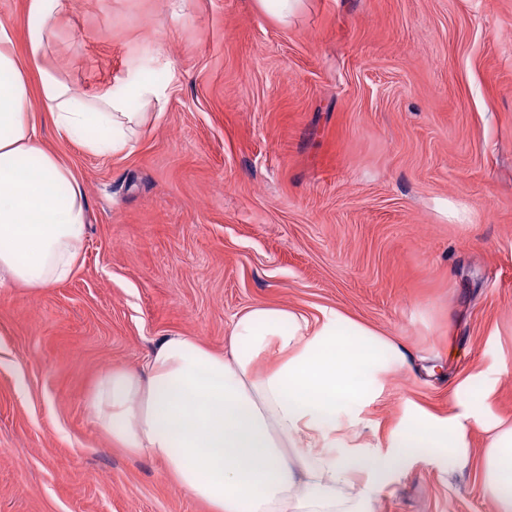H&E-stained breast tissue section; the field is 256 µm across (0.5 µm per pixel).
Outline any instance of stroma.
Listing matches in <instances>:
<instances>
[{"mask_svg":"<svg viewBox=\"0 0 512 512\" xmlns=\"http://www.w3.org/2000/svg\"><path fill=\"white\" fill-rule=\"evenodd\" d=\"M50 59L80 93L148 72L166 103L111 156L39 122L88 233L70 278L0 286V512H206L87 398L164 337L223 350L261 304L404 346L373 444L406 402L448 414L469 376L512 421V0H302L285 22L257 0H74ZM469 442L375 512H497Z\"/></svg>","mask_w":512,"mask_h":512,"instance_id":"1","label":"stroma"}]
</instances>
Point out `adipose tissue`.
<instances>
[{
    "mask_svg": "<svg viewBox=\"0 0 512 512\" xmlns=\"http://www.w3.org/2000/svg\"><path fill=\"white\" fill-rule=\"evenodd\" d=\"M72 0H27L23 46L0 23V284L44 288L70 277L82 252L87 205L72 169L42 147L30 112L38 81L57 134L96 155L126 150L145 119L132 99L162 107L166 91L141 75L77 96L46 59ZM276 355L264 368L267 355ZM404 348L339 309L311 316L258 305L238 316L223 352L194 336L163 338L138 368L103 373L87 400L113 447L162 462L208 512H372L412 463L469 461V429L488 435L484 486L512 512V423L483 417L470 381L456 412L408 406L374 451L359 441L383 379Z\"/></svg>",
    "mask_w": 512,
    "mask_h": 512,
    "instance_id": "obj_1",
    "label": "adipose tissue"
}]
</instances>
